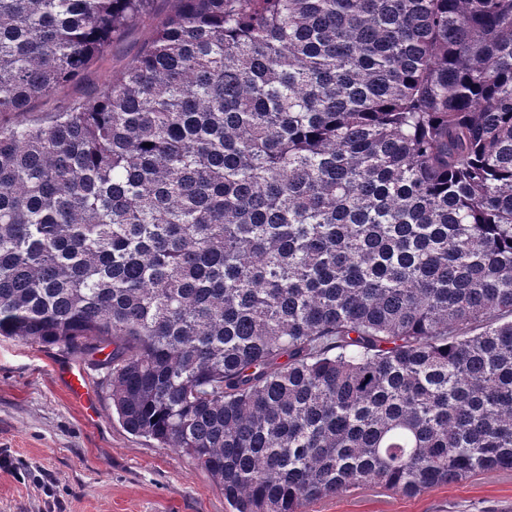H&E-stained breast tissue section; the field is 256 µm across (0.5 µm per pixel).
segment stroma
Segmentation results:
<instances>
[{
  "label": "stroma",
  "mask_w": 512,
  "mask_h": 512,
  "mask_svg": "<svg viewBox=\"0 0 512 512\" xmlns=\"http://www.w3.org/2000/svg\"><path fill=\"white\" fill-rule=\"evenodd\" d=\"M180 0H152L104 57L27 111L1 120L32 123L108 87ZM83 370L85 402L65 373ZM99 372L55 347L0 339V512H232L223 490L182 453L129 433ZM305 512H512V470L487 471L408 497L378 486L310 503Z\"/></svg>",
  "instance_id": "1"
}]
</instances>
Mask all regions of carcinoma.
Instances as JSON below:
<instances>
[{
  "mask_svg": "<svg viewBox=\"0 0 512 512\" xmlns=\"http://www.w3.org/2000/svg\"><path fill=\"white\" fill-rule=\"evenodd\" d=\"M150 0H0V114ZM0 337L234 512L512 470V0H182L0 122ZM181 6L182 3L178 0H153L149 15L128 26L111 43L104 57L92 64L78 80L59 89L49 98L32 103L26 112H10L0 119L5 123L37 122L50 112H57L73 102L97 95L108 87L129 61L142 52L156 26Z\"/></svg>",
  "mask_w": 512,
  "mask_h": 512,
  "instance_id": "cac0c4a2",
  "label": "carcinoma"
}]
</instances>
